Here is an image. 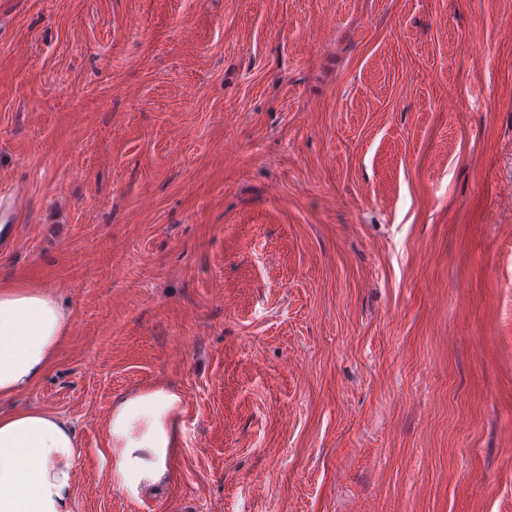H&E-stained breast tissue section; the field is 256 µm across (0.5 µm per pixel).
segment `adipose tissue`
Segmentation results:
<instances>
[{
  "label": "adipose tissue",
  "mask_w": 512,
  "mask_h": 512,
  "mask_svg": "<svg viewBox=\"0 0 512 512\" xmlns=\"http://www.w3.org/2000/svg\"><path fill=\"white\" fill-rule=\"evenodd\" d=\"M72 314L45 289L0 284V403L37 384L62 351ZM181 398L166 387L119 399L105 425L108 476L120 490L166 479ZM81 457L71 423L42 409L0 411V512H71Z\"/></svg>",
  "instance_id": "ef3b65f1"
}]
</instances>
